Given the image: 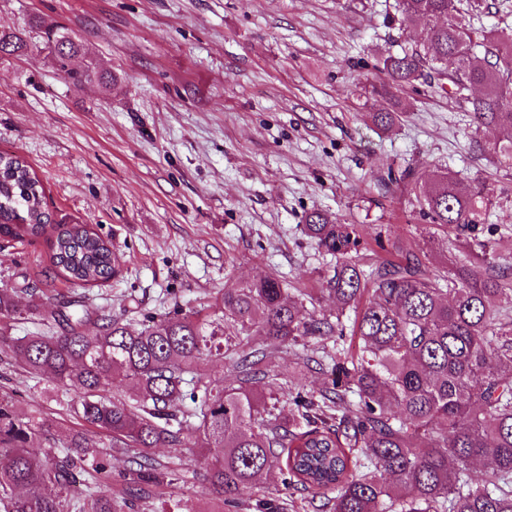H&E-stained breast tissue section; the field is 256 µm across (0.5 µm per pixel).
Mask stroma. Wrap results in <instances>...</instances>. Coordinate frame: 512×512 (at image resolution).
<instances>
[{
    "label": "stroma",
    "mask_w": 512,
    "mask_h": 512,
    "mask_svg": "<svg viewBox=\"0 0 512 512\" xmlns=\"http://www.w3.org/2000/svg\"><path fill=\"white\" fill-rule=\"evenodd\" d=\"M39 18L82 41L114 85H73L39 30L20 56L0 58V150L22 155L43 181L56 220L88 224L112 244L116 274L76 288L113 317L187 311L224 287L274 274L309 294L313 316L331 314L320 282L336 263L302 231L326 211L356 225L360 263L427 253L440 269L457 243L432 226L399 180L446 169L486 185L493 203L477 235L512 248V175L470 148V117L447 93L400 90L410 103L385 132L369 113L383 99L382 60L422 41L402 27L400 0H0V22ZM39 238L0 250V291L54 312L68 285ZM280 386L318 393L333 339L270 344ZM20 418L47 417L61 437L79 428L65 398L17 364L0 363V395ZM213 448L159 447L176 483L135 501V512H222L204 473Z\"/></svg>",
    "instance_id": "stroma-1"
}]
</instances>
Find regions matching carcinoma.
<instances>
[{
	"label": "carcinoma",
	"mask_w": 512,
	"mask_h": 512,
	"mask_svg": "<svg viewBox=\"0 0 512 512\" xmlns=\"http://www.w3.org/2000/svg\"><path fill=\"white\" fill-rule=\"evenodd\" d=\"M492 8L490 0H401V24H423L426 39L385 57L388 83L371 93L436 85L467 106L473 152L512 170V30L461 20ZM26 47L25 30L0 23V55ZM82 52L70 38L54 39L69 79L111 88L112 76L70 67ZM398 119L395 109L372 116L386 131ZM488 127L500 133L493 144L480 136ZM406 177L418 185L420 211L446 236L475 230L489 203L484 184L465 186L448 171ZM304 231L345 258L320 288L336 302L333 320L306 317L304 294L291 298L281 280L264 276L224 289L214 306L149 316L137 330L85 305L69 312L67 302L51 314L65 322L62 332L1 335L0 344L62 395L76 390L74 416L127 456L144 495L175 476L151 449L192 446L222 449L207 478L224 512H242L246 494L256 497L255 512H288L290 490L329 512H512V316L496 304L509 276L496 264L497 249L474 237L468 259L439 274L413 254L366 271L346 260L361 245L355 225L313 211ZM42 236L65 282L101 285L115 273L111 242L87 224L56 221L36 172L23 156L1 151L0 239ZM350 310L356 354L334 363L319 395L290 390L280 400L269 382L271 353L259 340L298 345L342 335ZM34 316H42L35 295L20 308L0 292L1 324ZM214 358L232 361L234 384L198 372ZM116 381L135 395L113 392ZM51 428L48 418H16L12 398L0 395V512H132L124 490L68 499L80 477L107 472L110 461L84 432L69 435L60 459L41 458L31 444ZM274 467L280 489L259 483Z\"/></svg>",
	"instance_id": "carcinoma-1"
}]
</instances>
